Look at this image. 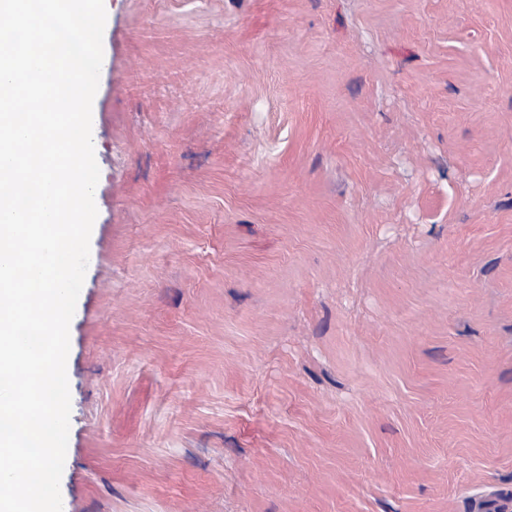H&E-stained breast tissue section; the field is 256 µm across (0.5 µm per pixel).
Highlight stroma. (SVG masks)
I'll return each instance as SVG.
<instances>
[{
  "label": "stroma",
  "mask_w": 512,
  "mask_h": 512,
  "mask_svg": "<svg viewBox=\"0 0 512 512\" xmlns=\"http://www.w3.org/2000/svg\"><path fill=\"white\" fill-rule=\"evenodd\" d=\"M63 512L512 500V0H104Z\"/></svg>",
  "instance_id": "35a3bbf8"
}]
</instances>
